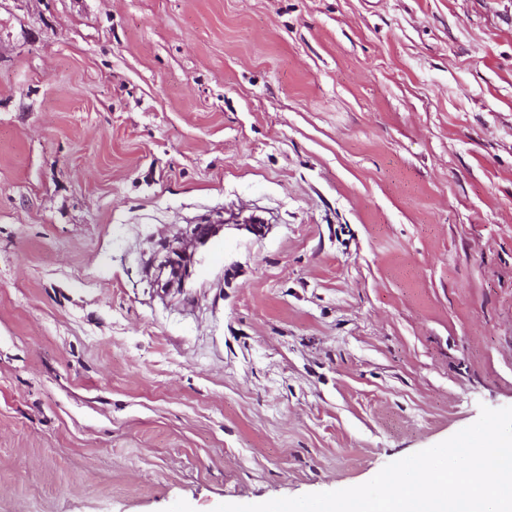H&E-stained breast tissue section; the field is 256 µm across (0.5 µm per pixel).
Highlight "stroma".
Returning <instances> with one entry per match:
<instances>
[{
  "mask_svg": "<svg viewBox=\"0 0 512 512\" xmlns=\"http://www.w3.org/2000/svg\"><path fill=\"white\" fill-rule=\"evenodd\" d=\"M219 218L223 263L154 288ZM484 406L512 0H0V512L340 490Z\"/></svg>",
  "mask_w": 512,
  "mask_h": 512,
  "instance_id": "obj_1",
  "label": "stroma"
}]
</instances>
